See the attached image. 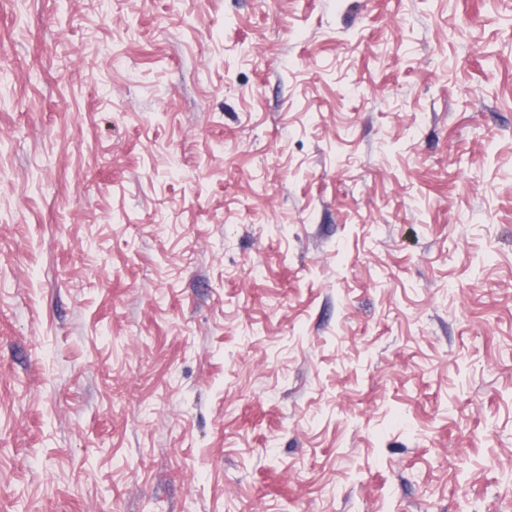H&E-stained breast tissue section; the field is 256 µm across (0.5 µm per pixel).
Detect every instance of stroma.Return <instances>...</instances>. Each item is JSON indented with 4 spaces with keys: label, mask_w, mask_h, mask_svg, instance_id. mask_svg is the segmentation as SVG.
I'll return each mask as SVG.
<instances>
[{
    "label": "stroma",
    "mask_w": 512,
    "mask_h": 512,
    "mask_svg": "<svg viewBox=\"0 0 512 512\" xmlns=\"http://www.w3.org/2000/svg\"><path fill=\"white\" fill-rule=\"evenodd\" d=\"M0 512H512V0H0Z\"/></svg>",
    "instance_id": "stroma-1"
}]
</instances>
